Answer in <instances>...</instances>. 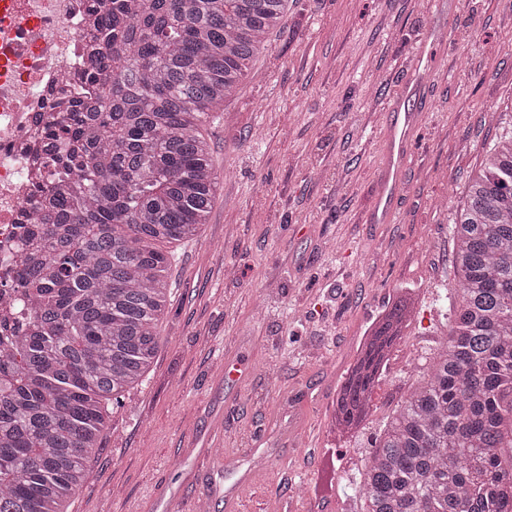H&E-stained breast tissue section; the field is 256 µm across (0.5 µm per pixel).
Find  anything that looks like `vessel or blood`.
I'll return each mask as SVG.
<instances>
[{
	"instance_id": "vessel-or-blood-1",
	"label": "vessel or blood",
	"mask_w": 512,
	"mask_h": 512,
	"mask_svg": "<svg viewBox=\"0 0 512 512\" xmlns=\"http://www.w3.org/2000/svg\"><path fill=\"white\" fill-rule=\"evenodd\" d=\"M438 48L433 44L419 47L400 75L397 92L388 108L389 122L384 140L376 201L365 216L369 224H393L404 204L402 181L406 162L421 125V107L431 98V75Z\"/></svg>"
}]
</instances>
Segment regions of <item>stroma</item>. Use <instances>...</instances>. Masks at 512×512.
I'll return each instance as SVG.
<instances>
[{
    "mask_svg": "<svg viewBox=\"0 0 512 512\" xmlns=\"http://www.w3.org/2000/svg\"><path fill=\"white\" fill-rule=\"evenodd\" d=\"M289 0L288 13L207 125L221 185L208 224L177 246L162 340L144 381L110 412L66 512H357L349 479L415 370L448 332L450 227L512 110V0ZM435 67L397 223L368 224L397 69L428 34ZM407 325L360 429L335 425L336 393L373 322L398 298ZM277 459L252 472L251 432ZM221 447L220 470L199 465Z\"/></svg>",
    "mask_w": 512,
    "mask_h": 512,
    "instance_id": "1",
    "label": "stroma"
}]
</instances>
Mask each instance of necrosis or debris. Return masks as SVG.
<instances>
[{
  "mask_svg": "<svg viewBox=\"0 0 512 512\" xmlns=\"http://www.w3.org/2000/svg\"><path fill=\"white\" fill-rule=\"evenodd\" d=\"M84 0H0V284H11L30 223L45 126L84 64Z\"/></svg>",
  "mask_w": 512,
  "mask_h": 512,
  "instance_id": "necrosis-or-debris-1",
  "label": "necrosis or debris"
}]
</instances>
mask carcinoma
I'll list each match as a JSON object with an SVG mask.
<instances>
[{
	"mask_svg": "<svg viewBox=\"0 0 512 512\" xmlns=\"http://www.w3.org/2000/svg\"><path fill=\"white\" fill-rule=\"evenodd\" d=\"M92 64L46 134L23 237L15 335L0 338V512H64L109 406L143 381L168 310L173 245L220 183L204 131L288 0H88ZM452 224L458 288L431 366L373 436L360 512H504L512 489V120Z\"/></svg>",
	"mask_w": 512,
	"mask_h": 512,
	"instance_id": "carcinoma-1",
	"label": "carcinoma"
}]
</instances>
